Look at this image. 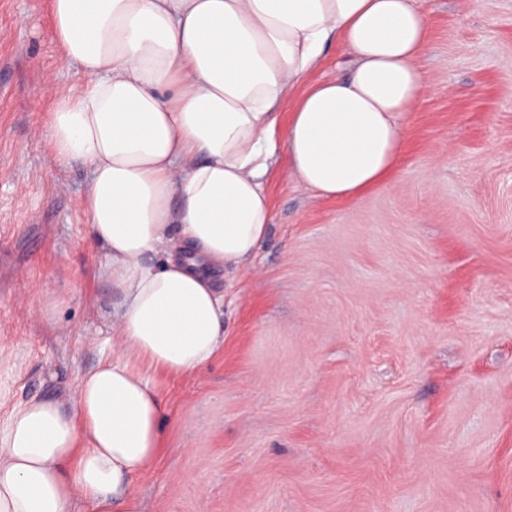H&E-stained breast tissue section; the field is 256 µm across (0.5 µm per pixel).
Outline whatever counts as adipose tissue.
I'll return each mask as SVG.
<instances>
[{"mask_svg":"<svg viewBox=\"0 0 512 512\" xmlns=\"http://www.w3.org/2000/svg\"><path fill=\"white\" fill-rule=\"evenodd\" d=\"M60 68L49 162L90 171L83 213L98 274L119 291L107 356L70 404L0 392V512H141L133 477L161 452L151 373L204 370L224 345L219 270L238 268L271 222L264 178L354 199L384 183L401 113L426 86L416 0H49ZM349 75L306 77L330 38ZM292 102L280 123L277 108Z\"/></svg>","mask_w":512,"mask_h":512,"instance_id":"adipose-tissue-1","label":"adipose tissue"}]
</instances>
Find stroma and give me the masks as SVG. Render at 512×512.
I'll list each match as a JSON object with an SVG mask.
<instances>
[{
	"mask_svg": "<svg viewBox=\"0 0 512 512\" xmlns=\"http://www.w3.org/2000/svg\"><path fill=\"white\" fill-rule=\"evenodd\" d=\"M428 86L389 182L352 201L288 180L219 274L224 350L152 381L162 453L142 512H512V0H420ZM46 0H0V387L67 398L107 352L83 165L52 167ZM53 319L35 311L50 295Z\"/></svg>",
	"mask_w": 512,
	"mask_h": 512,
	"instance_id": "stroma-1",
	"label": "stroma"
}]
</instances>
